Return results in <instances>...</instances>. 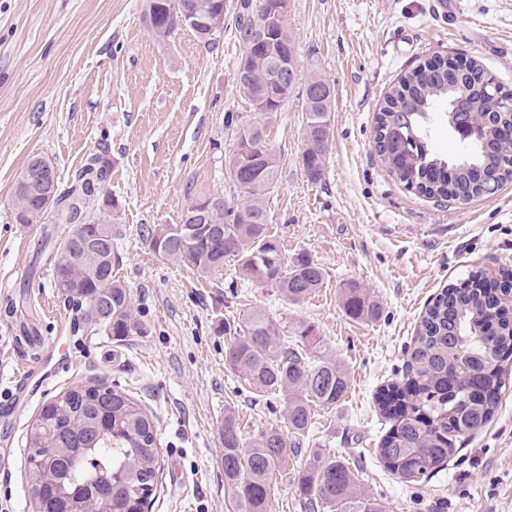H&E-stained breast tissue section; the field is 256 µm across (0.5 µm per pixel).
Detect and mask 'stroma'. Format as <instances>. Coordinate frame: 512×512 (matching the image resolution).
Returning <instances> with one entry per match:
<instances>
[{"label": "stroma", "mask_w": 512, "mask_h": 512, "mask_svg": "<svg viewBox=\"0 0 512 512\" xmlns=\"http://www.w3.org/2000/svg\"><path fill=\"white\" fill-rule=\"evenodd\" d=\"M290 0L298 85L329 81L333 127L322 180L302 166L303 99L254 111L237 84L243 46L225 23L203 46L187 29L164 43L142 20L141 0H0V397L24 378L16 339L43 336L53 358L45 380L28 381L21 410H0V512H32L24 474L26 427L68 386L97 378L118 385L156 425L161 467L148 512H233L224 487L220 426L225 408L245 437L284 427L283 401L250 387L224 363V327L255 309L285 338L312 324L321 357L348 370L350 389L316 409L288 467L271 480L272 512H310L296 490L313 454L349 463L359 488L384 512H512V360L490 423L458 443L442 468L402 482L376 448L389 423L377 394L397 381L429 300L472 272L512 276V182L465 205L406 189L375 147V116L400 77L426 60H477L512 90V0ZM261 126L279 161L268 232L285 260L304 253L325 271L314 296L292 304L276 289L236 276L234 263L204 278L161 260L143 229L177 224L191 198L232 197L229 116ZM93 153L108 181L88 219L116 221L114 269L130 293L139 334L117 340L79 324L35 253L42 237L60 250L69 227L55 217L17 223L14 182L33 157L55 167L61 188ZM355 282L381 304L375 321L350 318L340 290ZM25 379V378H24Z\"/></svg>", "instance_id": "35a3bbf8"}]
</instances>
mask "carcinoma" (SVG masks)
<instances>
[{
	"instance_id": "carcinoma-1",
	"label": "carcinoma",
	"mask_w": 512,
	"mask_h": 512,
	"mask_svg": "<svg viewBox=\"0 0 512 512\" xmlns=\"http://www.w3.org/2000/svg\"><path fill=\"white\" fill-rule=\"evenodd\" d=\"M213 0H143L142 16L152 37L165 42L177 31L181 15L203 12ZM264 20L252 16L249 0H241L235 18L243 53L252 58L253 74L239 84L245 96L264 101L266 77L274 52L296 55L287 23L272 27L259 42L254 29ZM324 79L312 76L303 91L305 130L333 110V93L316 95ZM467 94L468 111L483 120V135L460 160L431 154L428 124L437 107L451 113L452 102ZM509 93L476 61L438 60L407 72L387 93L376 117V143L390 173L405 186L429 198L446 196L461 203L495 193L512 181V110ZM233 152L247 150L250 170L231 178L233 198L203 197L209 220L223 228L217 239L203 235L182 242L175 229L195 216L187 207L181 224L145 229L150 249L161 259L187 266L203 277L233 260L243 278L277 289L290 302H302L324 283L323 268L302 253L287 263L277 240L268 234L267 196L278 172V160L267 148L264 130L237 118ZM327 143L315 138L303 148L308 176L318 181L325 170ZM109 176L97 154L74 176L70 190L56 191L51 209L72 225L69 236H112L114 225L87 223L84 209L97 198ZM18 203L33 222L42 218L38 198L20 196ZM168 242L157 245L161 233ZM116 255H85L82 264L66 254L53 267L54 287L61 299L77 306L84 321L120 339L138 333L126 286L116 278ZM497 290L480 273L438 293L425 309L403 368V386L383 393L381 408L392 421L381 438L378 455L385 468L412 483L439 468L455 451V438L474 435L491 421L505 392L501 363L512 355V321L496 299ZM344 312L374 321L380 303L367 289L351 283L341 291ZM229 367L250 386L284 402L287 430L270 427L251 439L243 437L240 417L224 410L220 428L224 486L235 512H271L269 487L274 471L288 465V449L298 447L312 425L313 407L328 408L350 389L346 369L333 359H313L288 346L279 325L254 310L233 330L224 351ZM27 482L33 512H141L137 498L149 496L159 469L155 425L126 391L103 380L69 387L44 402L25 434ZM297 491L312 512L341 503L345 512H383L377 500L358 491L349 465L334 457L313 458L298 477Z\"/></svg>"
}]
</instances>
